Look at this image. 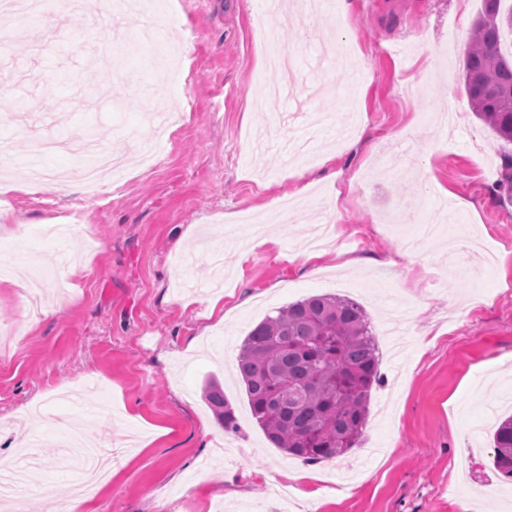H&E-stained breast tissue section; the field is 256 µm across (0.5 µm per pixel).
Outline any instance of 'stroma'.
I'll return each instance as SVG.
<instances>
[{
    "label": "stroma",
    "mask_w": 512,
    "mask_h": 512,
    "mask_svg": "<svg viewBox=\"0 0 512 512\" xmlns=\"http://www.w3.org/2000/svg\"><path fill=\"white\" fill-rule=\"evenodd\" d=\"M481 0H112L108 12L68 9L37 20L0 54V126L17 155L60 130L101 140L133 161L144 141L158 162L90 197L75 146L48 158L64 194L14 167L0 176V254L36 266L53 256L49 226L76 218L63 273L68 295L26 302L0 279V459L33 436L55 446L32 402L75 405L87 382L98 418L75 414L102 446L137 438L112 480L75 512H274L288 485L291 512H512V479L493 465V435L512 415V200L498 186L512 144L477 120L462 60ZM152 41L123 73L95 70L99 39ZM81 33L70 45L66 33ZM287 45L299 72L277 98L279 71L263 64L267 38ZM351 50L323 71L319 38ZM197 77L167 78L156 59ZM452 101L455 127L436 119ZM335 151V160L321 156ZM296 197L276 240L255 245L242 218ZM332 242L304 261L317 225ZM222 257L226 276L210 312L201 291ZM356 267H346V260ZM358 301L380 353L360 447L335 462H303L267 440L236 368L239 347L266 316L312 295ZM217 378L242 435L223 433L202 397ZM80 468L41 455L27 470L24 512L69 498Z\"/></svg>",
    "instance_id": "35a3bbf8"
}]
</instances>
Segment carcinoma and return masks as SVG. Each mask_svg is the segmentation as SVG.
Wrapping results in <instances>:
<instances>
[{"label": "carcinoma", "mask_w": 512, "mask_h": 512, "mask_svg": "<svg viewBox=\"0 0 512 512\" xmlns=\"http://www.w3.org/2000/svg\"><path fill=\"white\" fill-rule=\"evenodd\" d=\"M482 0L463 63L464 89L473 112L512 144V57L501 48L512 9ZM237 366L253 417L277 448L319 463L358 447L379 380V358L367 313L357 301L314 295L262 320L244 339ZM203 397L227 434L240 432L235 410L216 380ZM493 463L512 478V417L497 427Z\"/></svg>", "instance_id": "cac0c4a2"}]
</instances>
